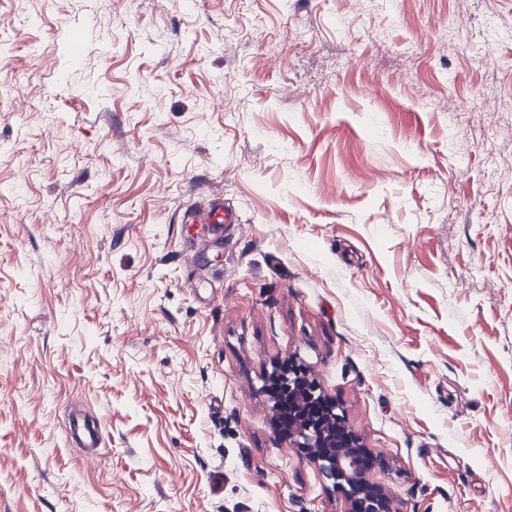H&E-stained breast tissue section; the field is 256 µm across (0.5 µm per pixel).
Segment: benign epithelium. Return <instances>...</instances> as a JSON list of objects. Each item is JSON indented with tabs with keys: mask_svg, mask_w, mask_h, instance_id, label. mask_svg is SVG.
Returning a JSON list of instances; mask_svg holds the SVG:
<instances>
[{
	"mask_svg": "<svg viewBox=\"0 0 512 512\" xmlns=\"http://www.w3.org/2000/svg\"><path fill=\"white\" fill-rule=\"evenodd\" d=\"M297 437V447L318 448L314 459L323 476L332 481L350 502V512H397L383 489L373 483V473L385 467V460L358 447L340 423L332 420L318 427L296 422L288 437Z\"/></svg>",
	"mask_w": 512,
	"mask_h": 512,
	"instance_id": "obj_1",
	"label": "benign epithelium"
}]
</instances>
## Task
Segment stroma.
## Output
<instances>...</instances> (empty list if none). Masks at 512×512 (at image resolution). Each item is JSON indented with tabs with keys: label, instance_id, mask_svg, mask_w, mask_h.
<instances>
[{
	"label": "stroma",
	"instance_id": "35a3bbf8",
	"mask_svg": "<svg viewBox=\"0 0 512 512\" xmlns=\"http://www.w3.org/2000/svg\"><path fill=\"white\" fill-rule=\"evenodd\" d=\"M285 362L398 512H512V0H0V512H349ZM238 219L226 207L224 202L216 197L210 200L204 208L188 207L184 210L180 223L182 224H234Z\"/></svg>",
	"mask_w": 512,
	"mask_h": 512
}]
</instances>
